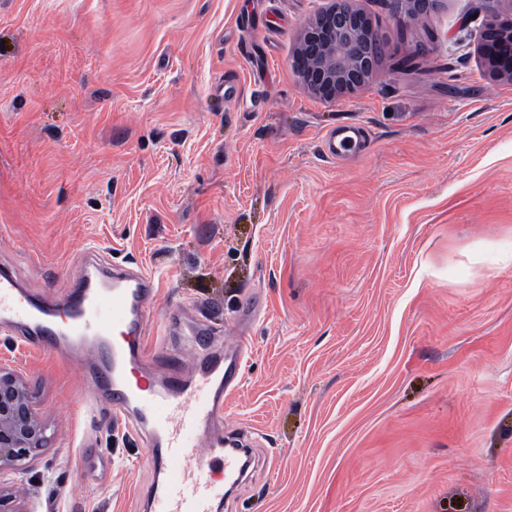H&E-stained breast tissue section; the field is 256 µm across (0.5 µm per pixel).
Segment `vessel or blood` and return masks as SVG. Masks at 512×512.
Listing matches in <instances>:
<instances>
[{"instance_id":"vessel-or-blood-1","label":"vessel or blood","mask_w":512,"mask_h":512,"mask_svg":"<svg viewBox=\"0 0 512 512\" xmlns=\"http://www.w3.org/2000/svg\"><path fill=\"white\" fill-rule=\"evenodd\" d=\"M356 146V138L336 130L326 135L323 152L333 159ZM157 294L150 274H105L89 245L60 298L36 297L0 269V329L26 347L64 354L114 420L150 430L153 444L144 456L156 476L145 494L150 512H211L212 501L243 472L237 449L225 447L218 431L224 400L240 384L248 341L232 336L225 351H209L213 331L203 324L185 348L167 352L149 318ZM106 310L108 323L101 318Z\"/></svg>"}]
</instances>
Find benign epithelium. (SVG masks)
Listing matches in <instances>:
<instances>
[{"label": "benign epithelium", "instance_id": "7a95c632", "mask_svg": "<svg viewBox=\"0 0 512 512\" xmlns=\"http://www.w3.org/2000/svg\"><path fill=\"white\" fill-rule=\"evenodd\" d=\"M393 2L397 10L413 18L437 0ZM379 51L377 31L351 0H328L305 25L293 66L309 92L333 102L366 84ZM482 54L493 77L512 81V14L492 16ZM46 443V427L23 376L0 366V476L27 474Z\"/></svg>", "mask_w": 512, "mask_h": 512}]
</instances>
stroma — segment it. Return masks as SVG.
<instances>
[{
    "label": "stroma",
    "instance_id": "stroma-1",
    "mask_svg": "<svg viewBox=\"0 0 512 512\" xmlns=\"http://www.w3.org/2000/svg\"><path fill=\"white\" fill-rule=\"evenodd\" d=\"M326 4L0 0V267L53 298L92 244L154 276L153 325L248 337L222 512H512V82L485 4L356 0L381 52L331 103L292 67ZM345 126L361 150L323 158ZM0 366L49 427L22 512H143L144 436L1 331ZM482 54L490 74L512 81V14H494L487 24Z\"/></svg>",
    "mask_w": 512,
    "mask_h": 512
}]
</instances>
